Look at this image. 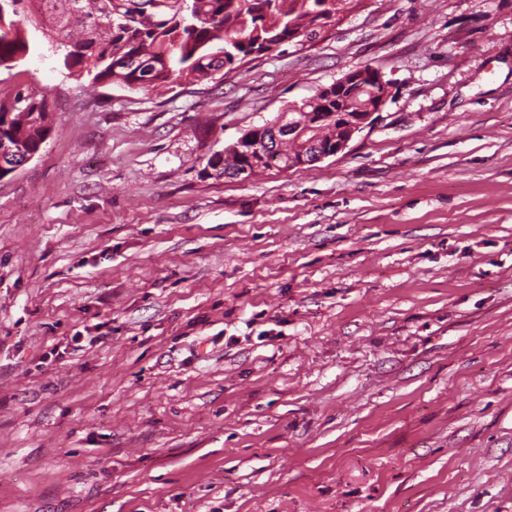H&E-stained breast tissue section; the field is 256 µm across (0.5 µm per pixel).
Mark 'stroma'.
<instances>
[{"mask_svg": "<svg viewBox=\"0 0 512 512\" xmlns=\"http://www.w3.org/2000/svg\"><path fill=\"white\" fill-rule=\"evenodd\" d=\"M369 65L336 156L208 157ZM0 179V512H512V0H361L162 91L35 53ZM40 100L18 92L12 101L0 98V162L10 171L28 154L37 155L51 131V110ZM234 144L235 143L225 146L223 152L216 151L212 153L207 160L206 166L203 168V172H205L208 167L212 169L220 167L222 171L214 170V173H210L216 178H224L225 180L246 178L252 175V169L249 166H245L237 172L233 171L238 169L242 164L241 158L233 147Z\"/></svg>", "mask_w": 512, "mask_h": 512, "instance_id": "35a3bbf8", "label": "stroma"}]
</instances>
